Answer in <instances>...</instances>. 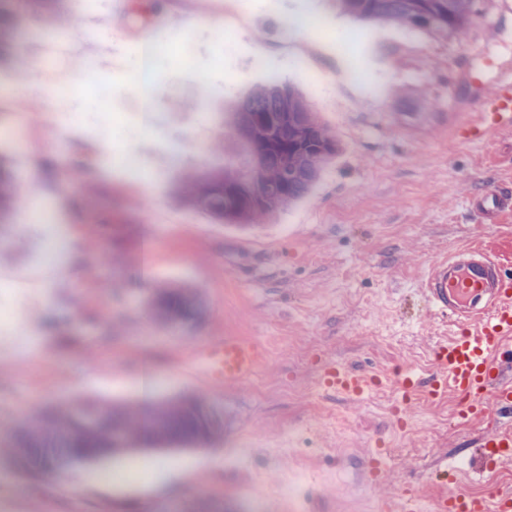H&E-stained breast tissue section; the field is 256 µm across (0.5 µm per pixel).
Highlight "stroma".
Segmentation results:
<instances>
[{
	"instance_id": "stroma-1",
	"label": "stroma",
	"mask_w": 512,
	"mask_h": 512,
	"mask_svg": "<svg viewBox=\"0 0 512 512\" xmlns=\"http://www.w3.org/2000/svg\"><path fill=\"white\" fill-rule=\"evenodd\" d=\"M235 0H123L120 6L65 12L64 35L92 28L68 52L66 77L81 137H60L23 75L40 47H0V77L17 100L0 111L10 137L0 140L22 202L0 231V274H28L42 263L45 232L27 221L33 203L57 195L66 245L60 276L40 283L37 310L22 288H0V307L34 334L20 348L0 338V512H225L224 501L249 484L279 512L289 486L306 490L301 512H390L397 488L412 484L432 512L445 490L436 473L452 470L471 491L512 485V462L485 472L473 441L482 427L457 420L458 403L414 397L405 428L391 412L397 382L361 400L289 396L296 379L315 380L321 357L369 373L393 366L422 372L433 341L448 333L426 310L417 284L442 253L480 242L512 262V216L473 224L463 201L512 180V131L474 147L455 135L448 91L478 93L486 61L512 69V11L501 0H473L470 23L435 36L393 24L365 26L336 0H255L231 52L210 37ZM313 14L337 35L354 38L350 62L359 84H336V57L302 26ZM499 21L498 31L485 27ZM160 31L167 53L141 79L137 43ZM189 30L199 70L174 65L169 35ZM486 36L483 59L459 46ZM304 46L301 68L286 47ZM91 59L99 74L89 90L74 69ZM297 87L334 137L338 151L323 175L271 222L218 224L176 198L187 171L205 176L238 167L242 154L222 150L229 130L220 112L265 84L268 66ZM209 74L207 86L199 71ZM204 106H197V99ZM136 148L133 173L111 154ZM37 154L22 170L18 149ZM198 289L202 314L179 329L152 323L155 286ZM227 336L256 340L266 352L258 375L221 383L196 370L194 342ZM154 394L203 399L224 417L202 447L154 454L134 481L140 453L101 456L65 472L32 479L16 461L20 427L42 407L82 399L136 402ZM387 448L379 480L365 476L375 442Z\"/></svg>"
}]
</instances>
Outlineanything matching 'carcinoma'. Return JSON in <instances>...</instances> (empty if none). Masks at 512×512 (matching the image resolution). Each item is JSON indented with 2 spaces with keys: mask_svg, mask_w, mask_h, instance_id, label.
Segmentation results:
<instances>
[{
  "mask_svg": "<svg viewBox=\"0 0 512 512\" xmlns=\"http://www.w3.org/2000/svg\"><path fill=\"white\" fill-rule=\"evenodd\" d=\"M343 11L365 21L395 22L434 33H454L469 21L471 0H340ZM246 146L245 166L207 178L186 175L183 198L221 223L257 224L301 198L334 157L336 141L302 97L269 74L268 84L228 118ZM19 199L7 161L0 159V223ZM191 288L162 285L150 318L178 326L199 311ZM221 429L216 412L197 398H161L145 404L100 406L77 402L48 407L27 421L17 441V463L30 478L66 470L103 454L141 448L196 447Z\"/></svg>",
  "mask_w": 512,
  "mask_h": 512,
  "instance_id": "1",
  "label": "carcinoma"
}]
</instances>
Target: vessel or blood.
<instances>
[{"instance_id":"vessel-or-blood-1","label":"vessel or blood","mask_w":512,"mask_h":512,"mask_svg":"<svg viewBox=\"0 0 512 512\" xmlns=\"http://www.w3.org/2000/svg\"><path fill=\"white\" fill-rule=\"evenodd\" d=\"M458 137L480 144L496 131L512 129V70L494 69L489 91L457 104L453 114ZM466 209L476 223L512 211V194L488 190L469 195ZM419 290L429 311L449 319L452 335L435 344L427 376L404 372L403 400L423 393L431 400L454 396L463 422H480L490 410L512 413V274L485 246L476 244L430 261ZM194 362L213 379L239 383L250 379L265 361L253 340L228 336L193 347ZM322 393L356 401L370 389L372 377L350 366L325 360L318 374ZM482 462L512 459V430L483 436ZM434 512H512V490L489 494L459 488L440 496Z\"/></svg>"}]
</instances>
